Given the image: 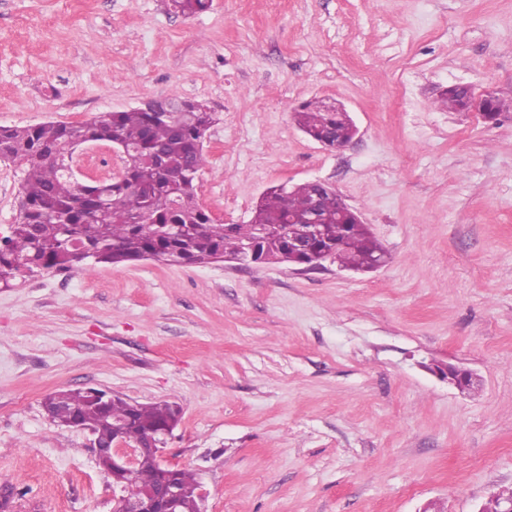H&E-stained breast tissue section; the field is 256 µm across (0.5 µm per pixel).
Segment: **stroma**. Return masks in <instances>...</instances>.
Listing matches in <instances>:
<instances>
[{
	"label": "stroma",
	"mask_w": 512,
	"mask_h": 512,
	"mask_svg": "<svg viewBox=\"0 0 512 512\" xmlns=\"http://www.w3.org/2000/svg\"><path fill=\"white\" fill-rule=\"evenodd\" d=\"M452 85L512 102V0H0V126L199 100L213 217L322 179L388 254L366 273L89 261L0 287V512H113L88 433L43 409L89 387L180 408L165 457L207 512H479L511 490L512 112L448 111ZM312 99L350 113L349 146L298 128ZM21 178L0 162V239ZM431 370L462 392L472 390L476 383V377L471 370L453 364L436 365Z\"/></svg>",
	"instance_id": "obj_1"
}]
</instances>
